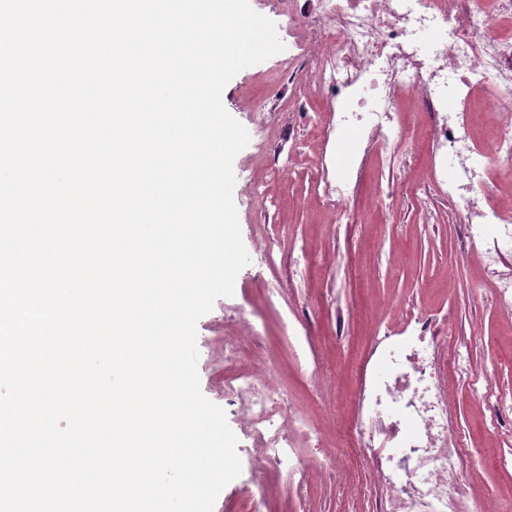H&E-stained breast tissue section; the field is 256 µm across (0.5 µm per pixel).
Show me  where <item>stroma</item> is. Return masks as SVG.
<instances>
[{
  "mask_svg": "<svg viewBox=\"0 0 512 512\" xmlns=\"http://www.w3.org/2000/svg\"><path fill=\"white\" fill-rule=\"evenodd\" d=\"M320 7V0H267L263 14L275 22L284 49L241 70L222 93L227 112L249 133L234 160L233 197L251 262L238 273L233 296L217 299L197 322L198 373L204 396L223 406L245 463L254 442L244 421L225 404L221 380L224 339L238 335L247 320L265 338L263 362L331 443L338 413L297 363L280 317L295 330H311L308 365H320L337 388L348 384L375 315L406 300L422 311L447 315L453 331L470 340L469 361L481 385L512 392V315L498 312L490 289L481 287V266L471 257L472 244L460 236L457 208L447 195L433 189L421 201L391 200L413 173L402 168L400 152L365 142L356 155L363 179L353 185L348 201L360 223H335L321 204L318 190L335 179L338 168L334 146L323 139L332 120L331 100L293 97L306 58L298 48L303 30L288 24L289 13L312 14ZM274 170L283 173L280 184L256 196L255 187ZM304 252L315 264L293 275L288 258ZM449 410L460 429L488 436L468 387L452 384ZM272 479L280 493L269 512L373 510L372 502L348 499L315 473L282 469Z\"/></svg>",
  "mask_w": 512,
  "mask_h": 512,
  "instance_id": "stroma-1",
  "label": "stroma"
}]
</instances>
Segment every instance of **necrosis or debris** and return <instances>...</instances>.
I'll return each instance as SVG.
<instances>
[{"label": "necrosis or debris", "mask_w": 512, "mask_h": 512, "mask_svg": "<svg viewBox=\"0 0 512 512\" xmlns=\"http://www.w3.org/2000/svg\"><path fill=\"white\" fill-rule=\"evenodd\" d=\"M298 24L316 38L301 46L308 68L297 92L307 99L334 93L337 155L379 138L408 145L409 156H417V143L396 119L401 97L421 115L440 116L427 146L449 175L411 179L403 191L417 196L435 185L448 194L463 218L462 235L484 244L480 264L493 278L495 307L512 313V275L495 276L512 258V205L498 201L499 186L512 180V0H322L319 14ZM478 93L498 120L483 143L469 136ZM485 224L494 225L491 236H483ZM392 313L400 329L374 333L359 374L350 459L372 474L369 488L350 480L331 450L303 459L299 443L319 439L305 415L269 369L235 364L244 349L261 353L260 337L238 336L225 348L224 396L261 442L252 451L255 512L272 495V471L283 466L327 476L347 497H373L374 512H493L468 491L476 455L448 414V381L477 388L504 447L497 457L503 469L512 467L505 453L512 446V395L479 389L468 338L436 315L401 302Z\"/></svg>", "instance_id": "1"}]
</instances>
